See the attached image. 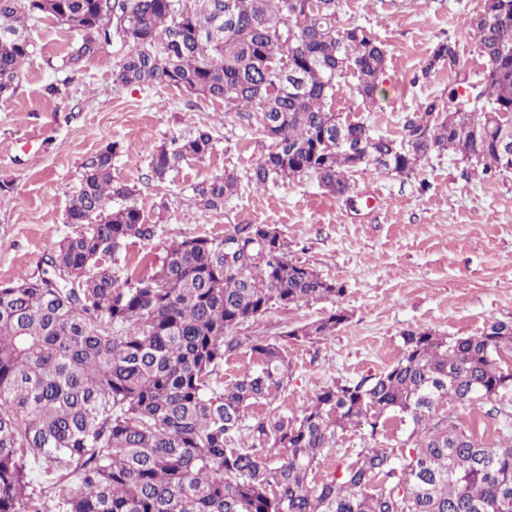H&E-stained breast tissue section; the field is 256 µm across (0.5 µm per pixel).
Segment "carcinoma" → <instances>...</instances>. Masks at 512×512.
Returning <instances> with one entry per match:
<instances>
[{"label": "carcinoma", "instance_id": "carcinoma-1", "mask_svg": "<svg viewBox=\"0 0 512 512\" xmlns=\"http://www.w3.org/2000/svg\"><path fill=\"white\" fill-rule=\"evenodd\" d=\"M341 0H0V96L15 91L35 52L34 23L51 19L81 33L62 57L71 73L108 40L107 18L127 15L126 47L113 82L164 85L224 103L270 141L247 175L258 187L313 177L337 197L371 162L411 176L432 152H452L486 175L507 170L498 140L512 114V0H482L469 23L483 70L479 108L448 109V97L421 104L402 144L372 136L365 122L332 110L339 79L376 101L386 50L366 28L339 23ZM457 59L438 44L422 77ZM213 149L198 128L150 154L162 180ZM114 148L85 164L66 209L73 233L47 256L55 287L20 275L0 281V512H512V435L485 446L441 406L500 405L512 428V324L478 336L403 333L404 350L378 374L316 393L301 416L255 418L244 411L288 386L282 342L332 336L342 310L255 337L262 363L215 388L212 376L235 352L242 325L268 310L336 300L345 284L288 258V243L266 224H235L237 250L202 236L174 240L150 276L119 277L116 255L131 239L154 236L133 190L112 175ZM228 172L193 187L207 210L238 191ZM397 415L413 428L397 448L366 445L341 474L319 482L322 458L349 429L371 434Z\"/></svg>", "mask_w": 512, "mask_h": 512}]
</instances>
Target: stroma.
Returning a JSON list of instances; mask_svg holds the SVG:
<instances>
[{
    "instance_id": "stroma-1",
    "label": "stroma",
    "mask_w": 512,
    "mask_h": 512,
    "mask_svg": "<svg viewBox=\"0 0 512 512\" xmlns=\"http://www.w3.org/2000/svg\"><path fill=\"white\" fill-rule=\"evenodd\" d=\"M479 4L342 0V24L370 29L387 51V69L369 106L355 92L354 73H345L333 111L364 121L373 136L397 139L422 103L447 95L449 86L478 83L483 60L468 24ZM32 36L36 54L25 62L13 95L0 98V281L41 275L45 255L73 231L65 211L81 188L85 162L113 144V175L133 189V203L157 227L154 237L130 240L120 250L123 271L153 273L166 247L185 236L220 239L236 224H266L287 239L290 258L347 287L338 302L275 308L238 329L241 345L219 367L218 382L260 368L247 338H277L337 307L348 314L334 335L287 344L286 390L272 404L249 407L247 417L301 416L321 387L384 371L401 357L404 331L476 336L493 322H512V172L490 177L446 151L422 159L408 178L362 165L348 198L307 177L261 188L245 176L269 142L223 103L172 88L116 85L117 39L66 80L59 65L79 34L47 19ZM446 40L457 44V64L422 77L434 48ZM200 127L212 132V152L157 180L150 151ZM228 170L242 178L237 194L223 211L201 208L194 185ZM455 413L494 446L492 404L459 406ZM411 428L395 420L374 437L367 428L350 429L323 459L319 478L349 461L353 449L397 447Z\"/></svg>"
}]
</instances>
